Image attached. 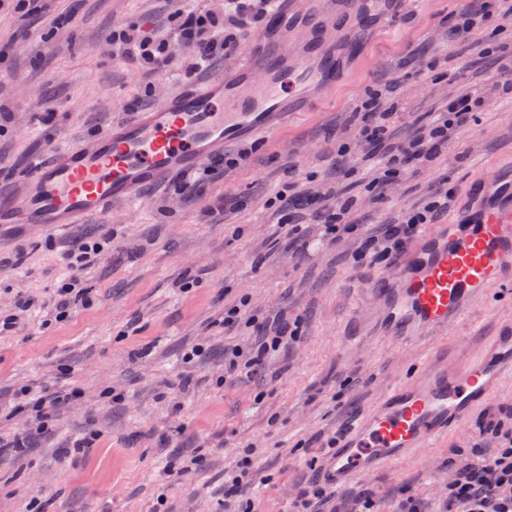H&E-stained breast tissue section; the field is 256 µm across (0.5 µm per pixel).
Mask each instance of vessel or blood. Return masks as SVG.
<instances>
[{
  "label": "vessel or blood",
  "mask_w": 512,
  "mask_h": 512,
  "mask_svg": "<svg viewBox=\"0 0 512 512\" xmlns=\"http://www.w3.org/2000/svg\"><path fill=\"white\" fill-rule=\"evenodd\" d=\"M335 0H275L262 32L233 66L182 88L163 108L147 107L116 119L91 141L49 142L14 199L0 202V243L14 229H54L84 223L118 203L134 205L145 191L173 177L219 163L229 145L253 142L276 130L301 87L336 80V50L321 38L316 19ZM405 272L377 290L389 299V316L413 318L439 334L474 299L512 282V193L487 199L464 224L419 232L402 249ZM512 369V335L482 362L456 357L424 367L408 387L384 403L331 457L328 478L344 487L366 461L401 460L407 451L440 439L450 425L488 403L497 380Z\"/></svg>",
  "instance_id": "vessel-or-blood-1"
}]
</instances>
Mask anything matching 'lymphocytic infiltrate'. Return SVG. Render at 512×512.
Here are the masks:
<instances>
[{
  "label": "lymphocytic infiltrate",
  "mask_w": 512,
  "mask_h": 512,
  "mask_svg": "<svg viewBox=\"0 0 512 512\" xmlns=\"http://www.w3.org/2000/svg\"><path fill=\"white\" fill-rule=\"evenodd\" d=\"M172 16L179 36L194 45V69H211L218 54L237 52V38L221 35L206 17L197 11L174 5ZM124 53L137 74L152 79L165 69L164 41L149 35L123 37ZM484 102L482 92L472 91L449 98L444 111L433 113L431 119L412 137L395 140L389 133L394 119L391 112L380 110L376 99H368L362 106L363 118L358 130L359 140L366 146L365 160L370 161L378 176L367 186L371 198H382L388 185L403 171L429 161L435 150L449 143L468 122L472 112ZM452 191H444L421 209L405 214L401 220L385 225L383 232L372 235L363 243V255L375 259L387 258L411 239L420 227L434 223L437 215L448 208ZM101 250L100 243L77 239L63 253L73 274L65 278L56 290L54 313L56 318L69 316L77 306L90 302L86 288L76 275L88 267ZM496 444V453L489 459L464 470L455 471L448 479L447 512H512V422L492 421L484 429Z\"/></svg>",
  "instance_id": "1"
}]
</instances>
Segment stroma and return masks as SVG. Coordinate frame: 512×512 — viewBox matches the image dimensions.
Listing matches in <instances>:
<instances>
[{"label": "stroma", "mask_w": 512, "mask_h": 512, "mask_svg": "<svg viewBox=\"0 0 512 512\" xmlns=\"http://www.w3.org/2000/svg\"><path fill=\"white\" fill-rule=\"evenodd\" d=\"M466 0H397L392 15L341 12L329 26L356 56L341 55L334 84L278 131L226 151L209 171L149 189L133 207L114 206L83 224L36 230L0 246V437L32 427L15 408L23 387L57 379L77 399L55 411L48 434L22 449L0 447V512H294L309 486L326 487L337 433L357 425L381 396L407 384L439 339L397 333L384 302L367 286L384 261L361 257V240L427 203L440 188L454 220L472 203L469 187L493 173L512 175V100L490 96L457 139L421 170H407L381 203L362 195L372 173L358 161L356 109L371 96L398 112V138L423 114L443 110L472 85L502 80L512 58V17L488 0L494 18L475 28L472 50L450 40ZM169 36L172 72L147 81L133 73L112 33ZM164 0H0V195L28 176L46 142L88 141L112 120L162 107L193 71V47L171 38ZM495 50L480 58L479 48ZM350 154H340L341 144ZM332 186L356 196L353 233L320 239L315 208L282 211L283 191L307 198ZM300 224L301 236L287 227ZM101 242L79 276L91 297L54 318L50 298L66 273L74 238ZM35 300L18 314L19 297ZM241 310L224 325L225 309ZM512 325V290L492 288L448 337L456 352L483 355ZM297 338L250 374H231L232 350L251 355L281 326ZM484 409L432 448L380 461L320 512H399L414 496L435 512L448 461L491 454L480 438ZM250 455L245 496L224 499V480Z\"/></svg>", "instance_id": "stroma-1"}]
</instances>
